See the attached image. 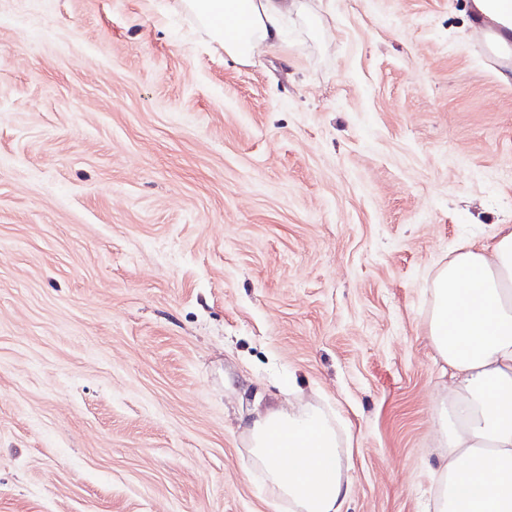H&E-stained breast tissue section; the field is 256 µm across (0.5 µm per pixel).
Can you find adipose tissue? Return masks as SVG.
I'll return each instance as SVG.
<instances>
[{
  "label": "adipose tissue",
  "instance_id": "obj_1",
  "mask_svg": "<svg viewBox=\"0 0 512 512\" xmlns=\"http://www.w3.org/2000/svg\"><path fill=\"white\" fill-rule=\"evenodd\" d=\"M211 39L241 63L278 45L287 0H183ZM246 21L245 37L228 30ZM433 349L450 370L434 471V512H512V224L462 243L433 280ZM253 464L288 512H343L350 443L323 407L254 410L242 421Z\"/></svg>",
  "mask_w": 512,
  "mask_h": 512
}]
</instances>
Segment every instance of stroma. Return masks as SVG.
<instances>
[{"label": "stroma", "instance_id": "35a3bbf8", "mask_svg": "<svg viewBox=\"0 0 512 512\" xmlns=\"http://www.w3.org/2000/svg\"><path fill=\"white\" fill-rule=\"evenodd\" d=\"M472 0H300L239 64L180 0H0V512H288L255 404L433 512L435 273L512 224Z\"/></svg>", "mask_w": 512, "mask_h": 512}]
</instances>
